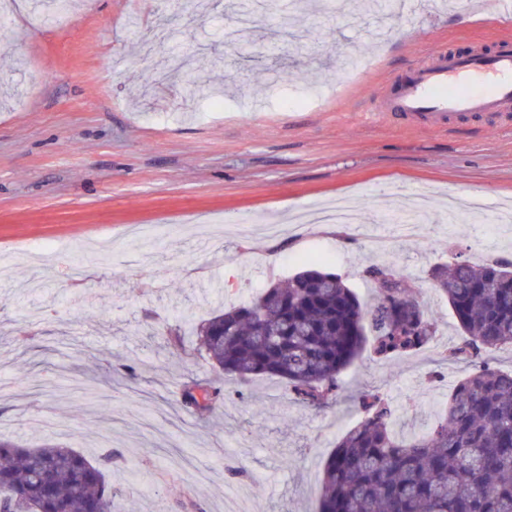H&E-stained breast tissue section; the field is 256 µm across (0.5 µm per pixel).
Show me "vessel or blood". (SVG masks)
<instances>
[{"label":"vessel or blood","instance_id":"vessel-or-blood-1","mask_svg":"<svg viewBox=\"0 0 512 512\" xmlns=\"http://www.w3.org/2000/svg\"><path fill=\"white\" fill-rule=\"evenodd\" d=\"M374 113L384 121L402 120L423 129L468 115H490L511 125L512 48L427 54Z\"/></svg>","mask_w":512,"mask_h":512}]
</instances>
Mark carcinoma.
I'll list each match as a JSON object with an SVG mask.
<instances>
[{
    "label": "carcinoma",
    "instance_id": "cac0c4a2",
    "mask_svg": "<svg viewBox=\"0 0 512 512\" xmlns=\"http://www.w3.org/2000/svg\"><path fill=\"white\" fill-rule=\"evenodd\" d=\"M376 287L363 302L343 277L304 268L249 301L222 309L195 328L196 350L240 384L275 376L294 399L319 406L341 388V374L365 349L380 359L426 345L437 321L390 260L366 267ZM463 333L448 358L472 364L448 396L441 419L399 436L395 408L375 390L357 397L359 422L336 443L321 482L318 512H512V371L489 354L512 347V260H454L431 269ZM210 410L222 389L194 383ZM119 453L92 460L75 448L0 441V512H112L106 472Z\"/></svg>",
    "mask_w": 512,
    "mask_h": 512
}]
</instances>
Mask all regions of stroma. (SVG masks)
<instances>
[{
	"label": "stroma",
	"instance_id": "stroma-1",
	"mask_svg": "<svg viewBox=\"0 0 512 512\" xmlns=\"http://www.w3.org/2000/svg\"><path fill=\"white\" fill-rule=\"evenodd\" d=\"M256 13L255 41L231 44L226 0L203 15L186 0H85L68 13L0 17V440L59 444L90 458L118 450L112 512H316L324 465L377 389L400 434L436 425L470 372L426 373L461 333L428 276L458 254L512 257V127L471 117L448 128L363 120L380 89L426 51L493 46L507 21L472 0L474 25L446 0H423L412 26L368 42L370 15L346 20L317 0ZM229 83L224 109L173 111L179 82L147 87L172 53ZM374 59L358 71V62ZM352 199V225L296 218ZM481 197L484 207L465 204ZM414 283L435 336L408 356L362 354L336 396L303 405L284 382L224 383V403L188 413L182 391L214 374L192 327L288 279L307 262L343 275L361 300L371 237ZM57 244L41 258L34 248ZM181 332L172 341L165 327ZM135 367L127 377L126 367ZM247 470L231 478L228 467Z\"/></svg>",
	"mask_w": 512,
	"mask_h": 512
}]
</instances>
